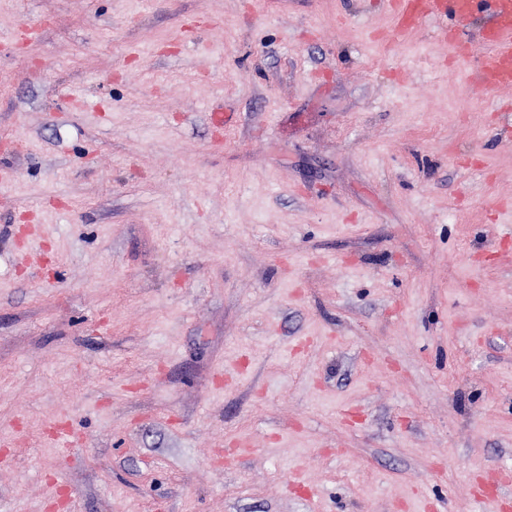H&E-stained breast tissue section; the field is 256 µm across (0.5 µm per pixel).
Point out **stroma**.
I'll return each mask as SVG.
<instances>
[{
  "label": "stroma",
  "mask_w": 512,
  "mask_h": 512,
  "mask_svg": "<svg viewBox=\"0 0 512 512\" xmlns=\"http://www.w3.org/2000/svg\"><path fill=\"white\" fill-rule=\"evenodd\" d=\"M488 23L0 0V512H512Z\"/></svg>",
  "instance_id": "35a3bbf8"
}]
</instances>
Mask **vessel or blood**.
Instances as JSON below:
<instances>
[{
  "mask_svg": "<svg viewBox=\"0 0 512 512\" xmlns=\"http://www.w3.org/2000/svg\"><path fill=\"white\" fill-rule=\"evenodd\" d=\"M396 29L402 30L422 21L452 19V27L443 28L442 37L457 38L455 25L475 12L490 18L484 36V50L477 58L483 83L494 90H512V0H386Z\"/></svg>",
  "mask_w": 512,
  "mask_h": 512,
  "instance_id": "vessel-or-blood-1",
  "label": "vessel or blood"
}]
</instances>
